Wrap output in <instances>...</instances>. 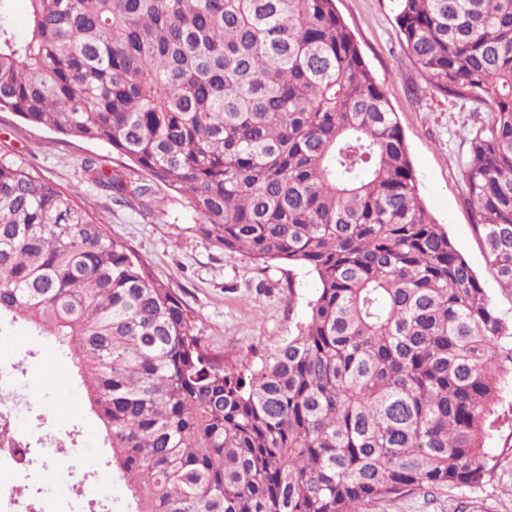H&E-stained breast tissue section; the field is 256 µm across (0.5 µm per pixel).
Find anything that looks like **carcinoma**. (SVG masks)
I'll return each instance as SVG.
<instances>
[{
  "mask_svg": "<svg viewBox=\"0 0 512 512\" xmlns=\"http://www.w3.org/2000/svg\"><path fill=\"white\" fill-rule=\"evenodd\" d=\"M0 0V110L103 143L117 200L162 183L198 233L317 279L297 334L229 365L76 196L0 157V325L50 336L127 512H362L482 484L512 336L417 194L402 129L334 0ZM408 55L488 104L466 202L512 289V0H399Z\"/></svg>",
  "mask_w": 512,
  "mask_h": 512,
  "instance_id": "1",
  "label": "carcinoma"
}]
</instances>
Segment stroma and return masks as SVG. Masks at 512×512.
I'll return each instance as SVG.
<instances>
[{
  "mask_svg": "<svg viewBox=\"0 0 512 512\" xmlns=\"http://www.w3.org/2000/svg\"><path fill=\"white\" fill-rule=\"evenodd\" d=\"M335 6L399 119L425 209L511 322L512 291L500 288L489 269L462 179L469 140L492 123L493 112L477 98L436 90L401 43L398 0H335ZM5 154L77 192L80 205L127 242L183 300L199 336L228 363L257 364L296 334L315 296L314 276L301 266L257 264L224 252L197 234L200 218L187 197L163 184H154L151 198L115 201L88 182L80 168L83 158H96L105 170L120 171L134 185L147 176L109 146L29 125L5 110L0 111V155ZM4 339L15 345L13 362L21 376L16 394L45 411L67 406L59 427H78L80 440L94 448L97 435L81 410L80 390L58 381L72 368L71 359L52 353L48 338L18 326L0 329ZM497 411L498 421L486 439L487 473L480 486L415 493L369 504L368 512H512L511 383L502 390Z\"/></svg>",
  "mask_w": 512,
  "mask_h": 512,
  "instance_id": "stroma-1",
  "label": "stroma"
}]
</instances>
